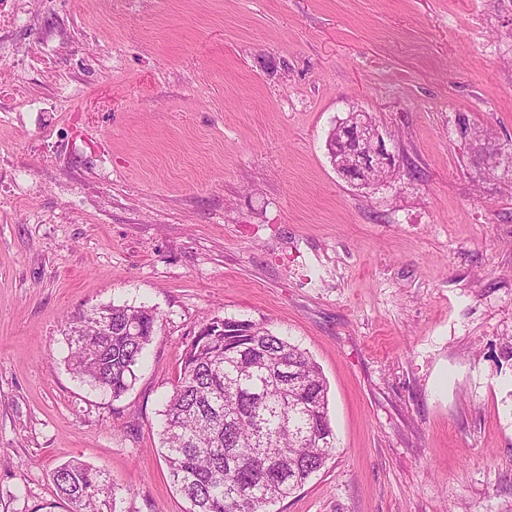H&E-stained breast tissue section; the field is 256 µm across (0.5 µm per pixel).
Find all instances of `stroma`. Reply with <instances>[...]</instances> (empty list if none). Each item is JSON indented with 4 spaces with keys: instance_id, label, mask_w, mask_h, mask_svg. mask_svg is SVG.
Here are the masks:
<instances>
[{
    "instance_id": "1",
    "label": "stroma",
    "mask_w": 512,
    "mask_h": 512,
    "mask_svg": "<svg viewBox=\"0 0 512 512\" xmlns=\"http://www.w3.org/2000/svg\"><path fill=\"white\" fill-rule=\"evenodd\" d=\"M44 112H0V512H185L161 411L210 318L288 337L329 384L336 447L269 512H512V0H27ZM368 113L397 165L342 180ZM146 306L121 397L68 366L67 321ZM52 480L60 494L71 504L70 512H102L113 495V483L105 469L70 462L57 468Z\"/></svg>"
}]
</instances>
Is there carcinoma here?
I'll return each instance as SVG.
<instances>
[{
  "label": "carcinoma",
  "instance_id": "carcinoma-1",
  "mask_svg": "<svg viewBox=\"0 0 512 512\" xmlns=\"http://www.w3.org/2000/svg\"><path fill=\"white\" fill-rule=\"evenodd\" d=\"M109 331L70 325L69 366L116 398L129 390L158 316L145 306L115 305ZM137 324L142 331L128 334ZM207 336L185 346L162 411L164 460L186 512H266L320 471L335 432L327 382L312 356L245 319L213 317ZM52 480L71 512H102L114 487L103 469L70 462Z\"/></svg>",
  "mask_w": 512,
  "mask_h": 512
}]
</instances>
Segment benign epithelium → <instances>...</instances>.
Segmentation results:
<instances>
[{"label": "benign epithelium", "mask_w": 512, "mask_h": 512, "mask_svg": "<svg viewBox=\"0 0 512 512\" xmlns=\"http://www.w3.org/2000/svg\"><path fill=\"white\" fill-rule=\"evenodd\" d=\"M349 169L346 180L360 185L376 183L395 171V155L387 148L378 127L364 121L353 122L338 131Z\"/></svg>", "instance_id": "obj_1"}]
</instances>
